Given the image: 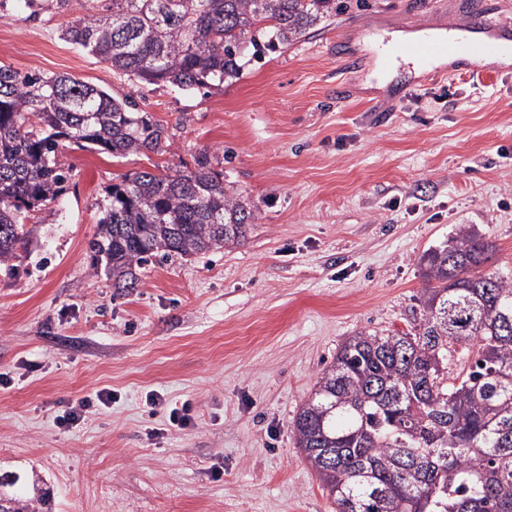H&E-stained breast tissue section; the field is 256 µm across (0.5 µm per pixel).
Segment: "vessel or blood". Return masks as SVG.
<instances>
[{
	"mask_svg": "<svg viewBox=\"0 0 512 512\" xmlns=\"http://www.w3.org/2000/svg\"><path fill=\"white\" fill-rule=\"evenodd\" d=\"M448 28L453 32L448 40L412 42L400 46L399 51L425 63L438 55H455L462 49L466 51L472 65L476 66L499 53L501 38L512 37V22L506 20L501 26L493 27L488 25L482 17L474 14L450 22Z\"/></svg>",
	"mask_w": 512,
	"mask_h": 512,
	"instance_id": "obj_1",
	"label": "vessel or blood"
}]
</instances>
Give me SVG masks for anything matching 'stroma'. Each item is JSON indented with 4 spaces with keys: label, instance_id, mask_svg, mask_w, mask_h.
Masks as SVG:
<instances>
[{
    "label": "stroma",
    "instance_id": "obj_1",
    "mask_svg": "<svg viewBox=\"0 0 512 512\" xmlns=\"http://www.w3.org/2000/svg\"><path fill=\"white\" fill-rule=\"evenodd\" d=\"M472 6L512 18V0H352L240 79L188 92L65 41L79 9L1 13V64L131 98L170 147L153 162L60 146L66 193L32 213L19 271H0V466L36 473L53 512H335L291 429L318 374L357 332L409 330L420 258L458 225L494 245L486 271L512 275V66L364 85V39ZM202 152L256 214L244 243L144 265L134 288L95 274L112 184ZM103 387L110 405L58 427ZM185 404L190 424L171 426Z\"/></svg>",
    "mask_w": 512,
    "mask_h": 512
}]
</instances>
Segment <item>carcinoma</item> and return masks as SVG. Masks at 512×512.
Returning a JSON list of instances; mask_svg holds the SVG:
<instances>
[{
  "label": "carcinoma",
  "instance_id": "1",
  "mask_svg": "<svg viewBox=\"0 0 512 512\" xmlns=\"http://www.w3.org/2000/svg\"><path fill=\"white\" fill-rule=\"evenodd\" d=\"M71 0H14L32 12ZM341 0H106L63 38L112 70L180 91L240 78L259 59L336 16ZM115 157L168 151L164 125L95 85L0 65V267L28 252L26 221L62 200L59 145ZM92 267L117 288L155 257H190L245 240L255 213L207 153L192 169L136 171L98 203ZM494 251L471 225L421 258L427 282L413 327L360 331L323 368L292 422L298 448L336 512H512V276L486 273ZM468 354L453 374V346ZM51 512V492L23 473L0 512Z\"/></svg>",
  "mask_w": 512,
  "mask_h": 512
}]
</instances>
